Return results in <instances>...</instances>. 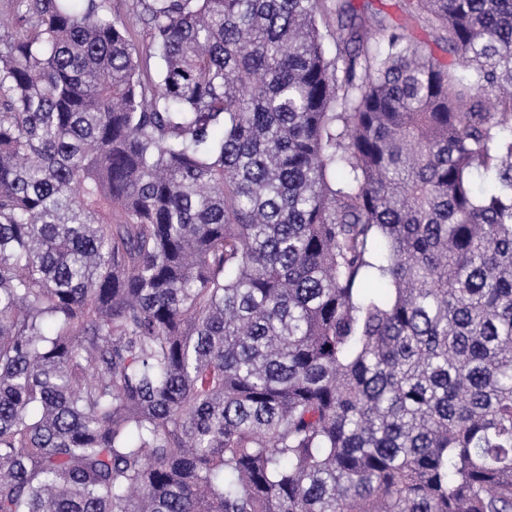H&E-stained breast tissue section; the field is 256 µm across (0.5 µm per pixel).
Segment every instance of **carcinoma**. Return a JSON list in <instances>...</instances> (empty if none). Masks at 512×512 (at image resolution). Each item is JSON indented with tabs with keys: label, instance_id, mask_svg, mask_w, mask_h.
Wrapping results in <instances>:
<instances>
[{
	"label": "carcinoma",
	"instance_id": "1",
	"mask_svg": "<svg viewBox=\"0 0 512 512\" xmlns=\"http://www.w3.org/2000/svg\"><path fill=\"white\" fill-rule=\"evenodd\" d=\"M134 7L0 41V512H512V0ZM109 14L120 18L125 25L130 39L139 47L143 60L147 61L151 70L156 67V59L151 48V37L147 28L141 23L135 10L132 9L131 0H107ZM406 0H355L354 4L368 14H376L387 25L398 27V30L414 42L428 43L439 57L450 60V56L441 52L433 43V37L424 23L410 16L404 9Z\"/></svg>",
	"mask_w": 512,
	"mask_h": 512
}]
</instances>
